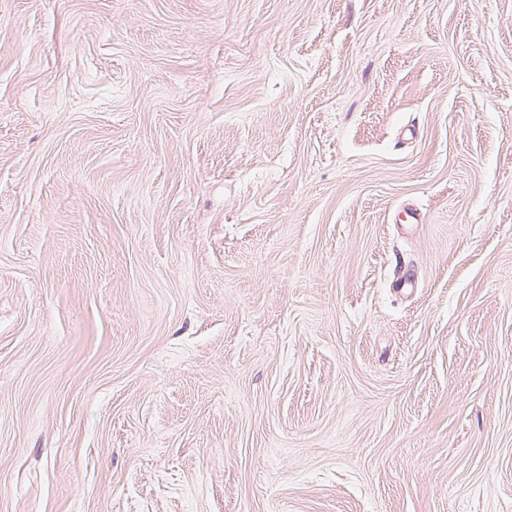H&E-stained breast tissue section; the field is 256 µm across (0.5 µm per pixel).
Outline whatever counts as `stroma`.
Segmentation results:
<instances>
[{
	"mask_svg": "<svg viewBox=\"0 0 512 512\" xmlns=\"http://www.w3.org/2000/svg\"><path fill=\"white\" fill-rule=\"evenodd\" d=\"M0 512H512V0H0Z\"/></svg>",
	"mask_w": 512,
	"mask_h": 512,
	"instance_id": "stroma-1",
	"label": "stroma"
}]
</instances>
